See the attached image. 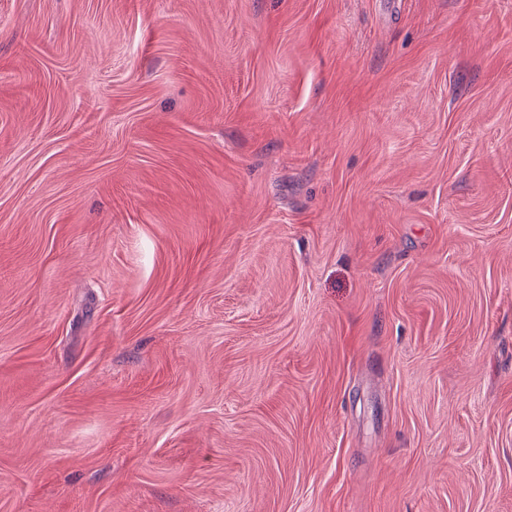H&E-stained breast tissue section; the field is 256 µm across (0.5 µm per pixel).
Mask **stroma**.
<instances>
[{
	"mask_svg": "<svg viewBox=\"0 0 512 512\" xmlns=\"http://www.w3.org/2000/svg\"><path fill=\"white\" fill-rule=\"evenodd\" d=\"M0 512H512V0H0Z\"/></svg>",
	"mask_w": 512,
	"mask_h": 512,
	"instance_id": "obj_1",
	"label": "stroma"
}]
</instances>
